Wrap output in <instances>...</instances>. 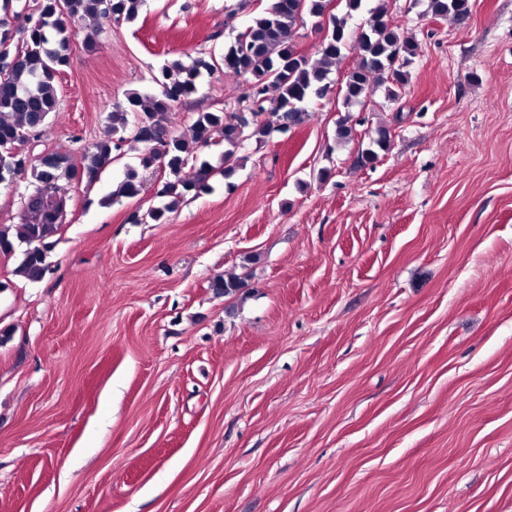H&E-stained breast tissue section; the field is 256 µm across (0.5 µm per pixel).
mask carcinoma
<instances>
[{
    "label": "carcinoma",
    "instance_id": "1",
    "mask_svg": "<svg viewBox=\"0 0 512 512\" xmlns=\"http://www.w3.org/2000/svg\"><path fill=\"white\" fill-rule=\"evenodd\" d=\"M142 0H39L37 13L23 27L15 29L10 17L20 12L13 0H3L0 9V59L6 70L0 71V184H12L17 177L30 174L33 192L53 183L77 181L95 184L105 167L112 163L125 141L127 130L144 145L139 166L161 168L168 177L156 189V196L167 199L143 214H134L137 223L162 224L168 220L184 198L211 189L210 180L221 175L230 178L235 172L238 149L247 140L265 141L273 127L266 120L267 111L278 116L280 126L289 128L308 116L307 106L339 89L344 105L362 103L374 89L386 86L388 97L398 99L408 85L406 67L418 55L417 41L403 36L399 26L388 15L386 5L371 12L366 24L351 27L353 14L362 9L363 0H345V9L329 17V32L319 42L317 57L303 55L293 62L289 57L297 51L293 33L305 18L319 20L330 0H270L264 11L254 15L234 40L224 44L221 59L199 53L186 65L171 60L159 69L153 81L158 91L152 94L128 93L113 105L107 116V129L102 138L81 151L79 161L52 152L43 159H31L16 153L26 138L43 127L50 116L58 114L59 100L55 79L69 65L71 24L83 19L131 21ZM470 0H427V12L434 17H456L470 10ZM353 45L360 61L345 71L340 81L328 78V66L341 60L347 46ZM245 79L254 97L249 116L238 112L205 111L195 114L190 126L192 140L204 148L216 139L224 141L222 162L214 166L200 163L191 178L182 176L189 163L187 146L173 128L170 116L177 104L197 90L196 82L203 74H212L218 66ZM388 129H376L371 147L361 152V160L375 162L389 148ZM143 185L137 170H126L124 179L108 199L132 198ZM62 226L59 203H45L35 197L27 203L26 218L15 225H0V254L15 252V243L26 244L14 273L29 282H39L49 270L46 240Z\"/></svg>",
    "mask_w": 512,
    "mask_h": 512
}]
</instances>
